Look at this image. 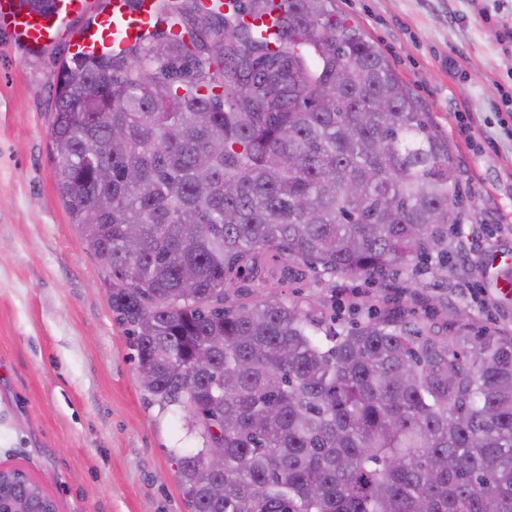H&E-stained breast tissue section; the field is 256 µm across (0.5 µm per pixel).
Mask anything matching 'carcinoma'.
<instances>
[{"instance_id":"1","label":"carcinoma","mask_w":512,"mask_h":512,"mask_svg":"<svg viewBox=\"0 0 512 512\" xmlns=\"http://www.w3.org/2000/svg\"><path fill=\"white\" fill-rule=\"evenodd\" d=\"M50 138L145 391L201 441L175 454L193 512H512L511 333L226 299L244 272L442 278L471 218L448 135L336 0H156L139 40L60 61Z\"/></svg>"}]
</instances>
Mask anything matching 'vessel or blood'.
Listing matches in <instances>:
<instances>
[{"label": "vessel or blood", "mask_w": 512, "mask_h": 512, "mask_svg": "<svg viewBox=\"0 0 512 512\" xmlns=\"http://www.w3.org/2000/svg\"><path fill=\"white\" fill-rule=\"evenodd\" d=\"M156 0H139L130 8L129 0H104L91 9L90 0H54L50 9L37 12L20 8L19 0H0V29L13 34L31 49L54 43L68 35L74 54L99 55L137 40L154 20ZM93 13L91 25L71 28L73 19Z\"/></svg>", "instance_id": "obj_1"}]
</instances>
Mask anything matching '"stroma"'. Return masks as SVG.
<instances>
[{
  "label": "stroma",
  "instance_id": "stroma-1",
  "mask_svg": "<svg viewBox=\"0 0 512 512\" xmlns=\"http://www.w3.org/2000/svg\"><path fill=\"white\" fill-rule=\"evenodd\" d=\"M448 134L466 205L463 258L411 300L389 282L303 270L278 286L315 318L358 323L369 306L406 305L447 335L512 332V136L498 89L512 84V0H336ZM60 39L28 50L0 30V463L24 469L59 512H191L173 453L199 447L179 415L149 404L106 285L55 186L50 127Z\"/></svg>",
  "mask_w": 512,
  "mask_h": 512
}]
</instances>
